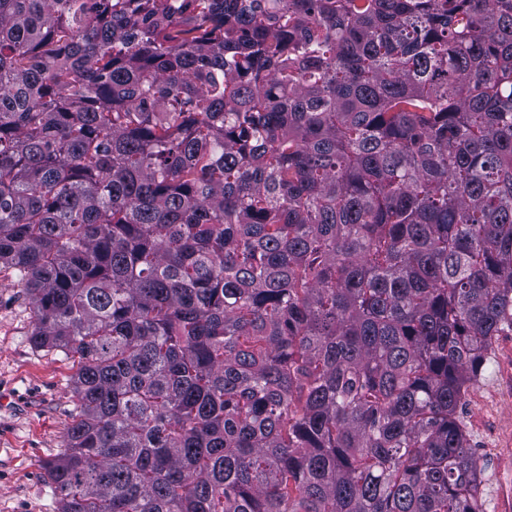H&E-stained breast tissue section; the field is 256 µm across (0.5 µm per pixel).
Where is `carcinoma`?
I'll return each instance as SVG.
<instances>
[{"instance_id": "obj_1", "label": "carcinoma", "mask_w": 512, "mask_h": 512, "mask_svg": "<svg viewBox=\"0 0 512 512\" xmlns=\"http://www.w3.org/2000/svg\"><path fill=\"white\" fill-rule=\"evenodd\" d=\"M2 272L57 512H481L512 0H0Z\"/></svg>"}]
</instances>
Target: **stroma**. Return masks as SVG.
<instances>
[{"mask_svg":"<svg viewBox=\"0 0 512 512\" xmlns=\"http://www.w3.org/2000/svg\"><path fill=\"white\" fill-rule=\"evenodd\" d=\"M33 326L25 292L0 273V512H56L44 467L77 412L75 364L33 346ZM457 414L482 468L483 512H512V331L493 340Z\"/></svg>","mask_w":512,"mask_h":512,"instance_id":"stroma-1","label":"stroma"}]
</instances>
